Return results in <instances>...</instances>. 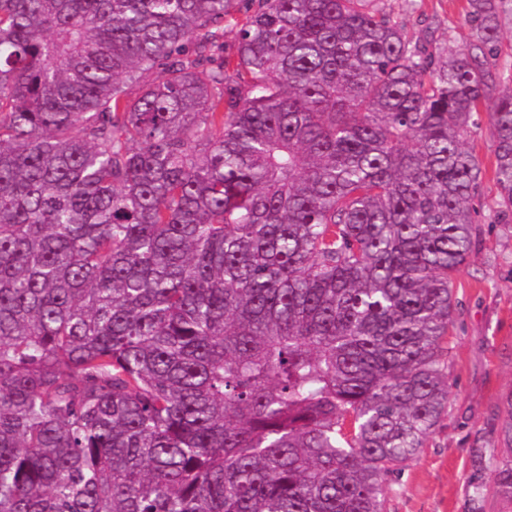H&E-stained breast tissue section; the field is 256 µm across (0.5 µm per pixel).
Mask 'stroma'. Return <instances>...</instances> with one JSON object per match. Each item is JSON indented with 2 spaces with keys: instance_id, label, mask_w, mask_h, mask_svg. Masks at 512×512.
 Wrapping results in <instances>:
<instances>
[{
  "instance_id": "1",
  "label": "stroma",
  "mask_w": 512,
  "mask_h": 512,
  "mask_svg": "<svg viewBox=\"0 0 512 512\" xmlns=\"http://www.w3.org/2000/svg\"><path fill=\"white\" fill-rule=\"evenodd\" d=\"M467 0H417L404 13L409 35L432 26L440 47L455 49L471 37ZM485 175L475 200L481 241L454 286L455 330L448 343V413L425 448L389 483L384 512H512V505L474 488L490 484L475 471L477 437L495 436L504 421L503 397L512 393V215L496 217L494 142L489 128L469 139Z\"/></svg>"
}]
</instances>
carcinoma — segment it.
I'll return each mask as SVG.
<instances>
[{"mask_svg":"<svg viewBox=\"0 0 512 512\" xmlns=\"http://www.w3.org/2000/svg\"><path fill=\"white\" fill-rule=\"evenodd\" d=\"M506 3L445 59L384 0H0V512H383L485 122L512 212ZM501 46L499 50L498 63L500 66L509 68L512 65V11L510 5L508 11L500 17Z\"/></svg>","mask_w":512,"mask_h":512,"instance_id":"obj_1","label":"carcinoma"}]
</instances>
